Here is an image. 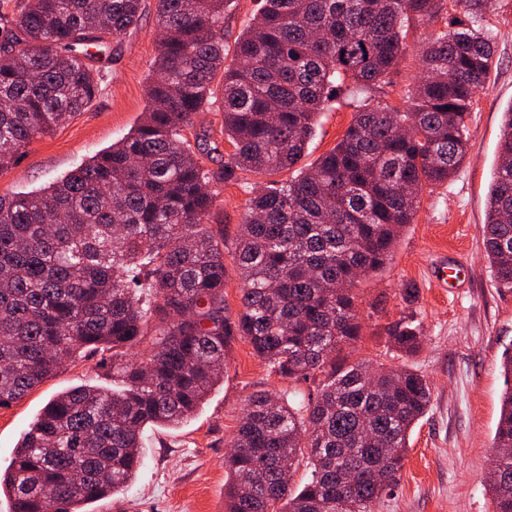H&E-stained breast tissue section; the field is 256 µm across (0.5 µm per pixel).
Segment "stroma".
<instances>
[{"instance_id":"35a3bbf8","label":"stroma","mask_w":512,"mask_h":512,"mask_svg":"<svg viewBox=\"0 0 512 512\" xmlns=\"http://www.w3.org/2000/svg\"><path fill=\"white\" fill-rule=\"evenodd\" d=\"M447 20L442 12L410 27L408 51L386 82L360 97L345 92L327 102L304 163L335 147L359 107H408L421 72L420 50L445 29ZM487 20L494 65L468 118V155L448 182L424 189L416 217L405 227L391 260L361 284L362 338L339 355L341 362L359 361L371 370L414 369L432 387L431 405L411 434L400 481L378 512H492L486 478L505 389L502 354L512 347V290L498 287L493 278L482 225L504 114L512 107V0H493ZM158 39L150 11L132 35L111 36L92 48L90 63L103 76L101 93L53 132L33 139L13 165L0 169V194L43 188L126 137L147 105ZM223 84V74H216L211 106L183 130L185 138L199 142L203 162L213 172L223 169L232 151L224 136ZM291 176L288 170L272 176L243 173L212 183L209 222L224 232V305L230 314L241 308L234 248L247 202L256 190ZM436 262L447 265L448 281L434 275ZM408 285L418 290L411 303L400 293ZM407 317L421 325L425 336L410 356L397 352L390 338L393 324ZM111 383L110 368L101 356L78 357L20 400L0 407V470L9 466L22 433L56 394ZM314 388L310 380L278 377L247 341L236 340L224 379L200 414L177 429H146L144 461L129 486L90 504L88 512H224V458L248 396L264 390L306 395Z\"/></svg>"}]
</instances>
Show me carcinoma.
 Returning a JSON list of instances; mask_svg holds the SVG:
<instances>
[{"instance_id":"1","label":"carcinoma","mask_w":512,"mask_h":512,"mask_svg":"<svg viewBox=\"0 0 512 512\" xmlns=\"http://www.w3.org/2000/svg\"><path fill=\"white\" fill-rule=\"evenodd\" d=\"M227 0H156L155 69L140 123L43 189L0 194V406L24 397L62 360L109 358L112 386L58 393L0 472L13 512H86L132 480L146 427L177 428L223 379L247 340L271 371L318 381L307 401L259 391L224 460L225 512H375L399 482L413 425L432 400L406 367L336 362L362 336L357 285L380 272L426 187L467 151L465 118L493 65L474 23L490 0H450L422 48L411 105L363 108L331 151L248 202L235 261L241 309L224 307V235L208 224L211 182L268 175L303 157L324 104L363 91L406 54L408 27L442 0H263L224 66ZM146 0H20L0 22V168L92 101L89 46L138 26ZM224 71V136L233 152L210 172L182 131ZM493 276L512 289V107L487 200ZM423 336L398 321L393 347ZM493 512H512V385L492 445ZM311 470L292 488L285 472Z\"/></svg>"}]
</instances>
